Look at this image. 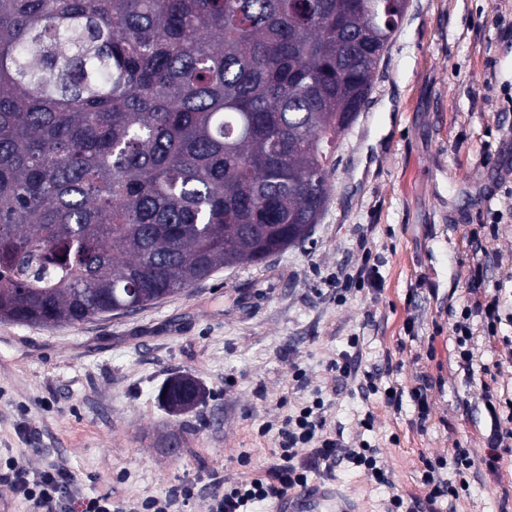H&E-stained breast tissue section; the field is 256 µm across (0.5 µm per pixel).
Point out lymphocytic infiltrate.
I'll return each mask as SVG.
<instances>
[{"instance_id": "f902f5d3", "label": "lymphocytic infiltrate", "mask_w": 512, "mask_h": 512, "mask_svg": "<svg viewBox=\"0 0 512 512\" xmlns=\"http://www.w3.org/2000/svg\"><path fill=\"white\" fill-rule=\"evenodd\" d=\"M472 242L478 253L469 288L474 299L471 305L462 309L453 324L461 348L460 364L468 370L480 363L475 353L476 331H483L485 336L493 339L502 323L500 296L488 293L484 287L494 257L480 233H473ZM483 400L497 428L488 446L487 462L493 466L498 462L502 448L512 444V402L490 393L484 394ZM279 436L276 463L244 482L227 486L223 481H214L207 500V512H249L254 503L285 499L291 491L308 488L310 474L331 475L345 462L362 468L374 479L383 476L375 452L363 447H348L328 429L322 401H314L284 418ZM6 466V474H0V484L6 486L12 496L23 498L29 512H175L176 508L188 506L197 494L195 484L186 483L161 496L120 503L108 494H83L72 472L62 463L33 470L10 459ZM423 477L429 488L425 498L413 500L408 505L402 497H393L387 512H436L439 498L456 496V488L442 479L438 465L427 464Z\"/></svg>"}]
</instances>
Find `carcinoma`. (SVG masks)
<instances>
[{
	"label": "carcinoma",
	"instance_id": "obj_1",
	"mask_svg": "<svg viewBox=\"0 0 512 512\" xmlns=\"http://www.w3.org/2000/svg\"><path fill=\"white\" fill-rule=\"evenodd\" d=\"M406 0H0V321L305 241Z\"/></svg>",
	"mask_w": 512,
	"mask_h": 512
}]
</instances>
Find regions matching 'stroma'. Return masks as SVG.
<instances>
[{
    "mask_svg": "<svg viewBox=\"0 0 512 512\" xmlns=\"http://www.w3.org/2000/svg\"><path fill=\"white\" fill-rule=\"evenodd\" d=\"M330 185L311 236L263 263L120 317L0 322V456L64 462L84 493L129 502L213 473L230 484L274 464L278 421L320 398L330 428L376 450L385 472L378 482L346 462L313 479L324 512L425 497L428 460L469 482L440 512H501L512 453L487 469L492 422L449 311L469 299V232L495 210L490 246L512 272V0H407ZM368 255L378 287L337 292V271ZM475 346L495 367L494 394L512 397V348ZM344 356L373 373L375 393L332 381L327 365ZM175 375L205 389L180 416L158 399ZM424 381L422 411L412 390ZM392 388L401 409L385 403ZM459 448L474 460L463 478Z\"/></svg>",
    "mask_w": 512,
    "mask_h": 512,
    "instance_id": "35a3bbf8",
    "label": "stroma"
}]
</instances>
